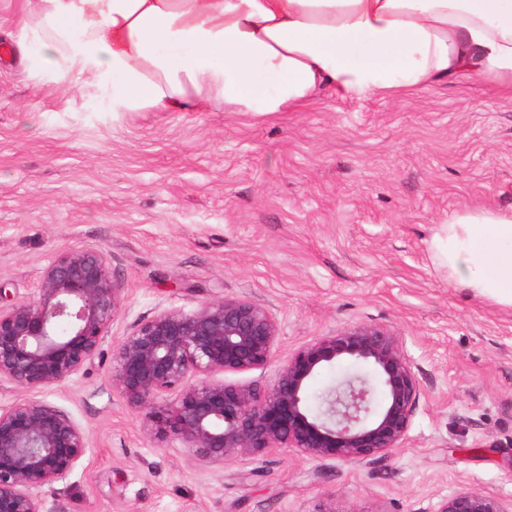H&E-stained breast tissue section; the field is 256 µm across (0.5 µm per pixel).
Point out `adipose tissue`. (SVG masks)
<instances>
[{"instance_id":"ef3b65f1","label":"adipose tissue","mask_w":512,"mask_h":512,"mask_svg":"<svg viewBox=\"0 0 512 512\" xmlns=\"http://www.w3.org/2000/svg\"><path fill=\"white\" fill-rule=\"evenodd\" d=\"M37 18L43 61L92 78L116 112L264 116L461 75L512 87V0H39ZM431 249L449 278L512 307V212L455 211Z\"/></svg>"}]
</instances>
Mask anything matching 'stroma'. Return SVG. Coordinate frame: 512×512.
<instances>
[{"instance_id": "35a3bbf8", "label": "stroma", "mask_w": 512, "mask_h": 512, "mask_svg": "<svg viewBox=\"0 0 512 512\" xmlns=\"http://www.w3.org/2000/svg\"><path fill=\"white\" fill-rule=\"evenodd\" d=\"M35 0H0V287L32 298L63 250L105 252L125 302L98 355L40 400L88 436L38 494L61 512H435L467 487L512 502V308L434 262L435 225L464 207L512 211V93L466 75L396 98L328 93L256 117L115 112L91 78L44 77ZM25 43L30 55L20 58ZM240 298L275 316L277 358L359 324L394 330L421 395L401 451L360 465L293 451L214 464L159 445L113 389L112 348L158 310ZM355 374L321 369L319 395Z\"/></svg>"}]
</instances>
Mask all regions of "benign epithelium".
<instances>
[{"instance_id":"obj_1","label":"benign epithelium","mask_w":512,"mask_h":512,"mask_svg":"<svg viewBox=\"0 0 512 512\" xmlns=\"http://www.w3.org/2000/svg\"><path fill=\"white\" fill-rule=\"evenodd\" d=\"M125 288L97 250H66L44 269L35 296L0 305V378L26 391L64 384L98 354ZM278 327L265 308L238 298L195 311L164 308L119 339L110 381L150 426L211 463L283 449L312 459L363 464L403 448L421 390L400 336L358 325L288 355L269 385L227 384L219 375L263 369L276 358ZM352 357L374 368L385 402L361 376L307 404L317 372ZM88 448L85 431L39 400L0 409V512H55L36 490L66 477ZM434 512H512L498 498L460 488Z\"/></svg>"}]
</instances>
